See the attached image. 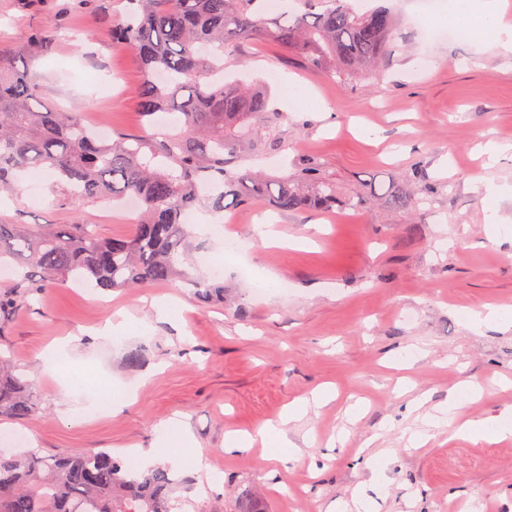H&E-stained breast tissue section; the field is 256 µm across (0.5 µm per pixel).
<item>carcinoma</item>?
I'll use <instances>...</instances> for the list:
<instances>
[{"mask_svg":"<svg viewBox=\"0 0 512 512\" xmlns=\"http://www.w3.org/2000/svg\"><path fill=\"white\" fill-rule=\"evenodd\" d=\"M264 2L127 0L112 43L139 62L140 112H180L177 136L105 140L78 113L41 105L28 70L0 60V191L16 190L23 172L47 168L58 177L63 203L132 198L138 207L131 237L101 238L78 219L56 228L0 219V259L26 269L16 287L41 292L72 275L109 291L178 278L207 304L224 297V283L187 269V211L221 215L240 204L290 210L334 198L314 164L293 178L272 184L258 178L248 190L233 188L227 166L238 142L277 147L251 120L262 114L272 122L279 114H269L264 92L215 75L224 72V54L258 34L300 52L315 68L360 75L391 48L395 20L384 7L360 13L350 0H297L304 10L275 14ZM57 37L36 29L27 41L42 51ZM37 410L24 374L0 362V416L21 419ZM174 484L168 464L140 470L106 451L53 459L0 451V512H171Z\"/></svg>","mask_w":512,"mask_h":512,"instance_id":"1","label":"carcinoma"}]
</instances>
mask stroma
<instances>
[{"label":"stroma","mask_w":512,"mask_h":512,"mask_svg":"<svg viewBox=\"0 0 512 512\" xmlns=\"http://www.w3.org/2000/svg\"><path fill=\"white\" fill-rule=\"evenodd\" d=\"M390 6L393 50L368 76L311 69L258 38L225 54V74L264 86L280 115L266 130L278 155L241 145L229 166L236 183L291 177L313 162L335 206L239 207L222 229L195 235L191 272L202 279L225 239L243 246L225 262L223 299L205 306L178 282L132 293L70 279L18 298L0 312V355L24 370L39 411L0 417L1 450H13L4 434L20 433L46 458L108 450L129 459L186 426L209 470L177 469V512H241L250 497L261 512H326L358 490L379 512H512V441L437 433L406 445L464 380L481 386L466 418L512 414V326L476 330L464 319L512 308V152L490 164L480 151L489 139L512 145V52L477 37L428 40L418 0ZM125 7L0 0V55L28 68L45 106L81 113L103 134L180 133V113L139 111L138 61L112 44ZM35 27L57 30L50 52L29 53ZM490 183L501 197H486ZM0 215L32 226L76 217L103 238L134 228L133 213L108 200L61 206L49 172L0 198ZM119 312L141 330L97 336ZM128 387L136 397L123 410L92 414V398ZM321 387L334 400L286 428L297 458L259 445L226 453L233 432Z\"/></svg>","instance_id":"stroma-1"}]
</instances>
